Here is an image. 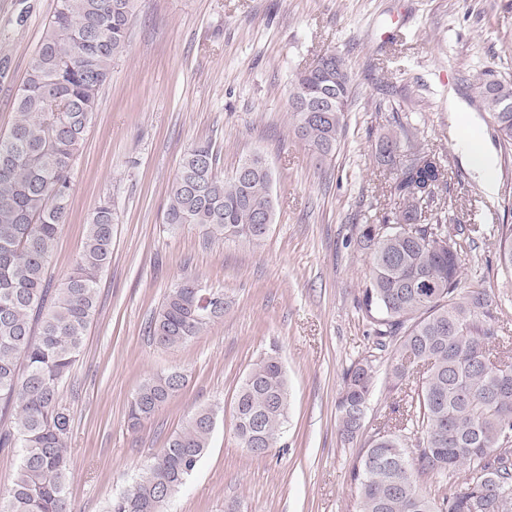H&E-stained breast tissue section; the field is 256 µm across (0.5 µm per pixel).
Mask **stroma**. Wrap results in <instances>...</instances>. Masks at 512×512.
I'll return each instance as SVG.
<instances>
[{
    "label": "stroma",
    "instance_id": "stroma-1",
    "mask_svg": "<svg viewBox=\"0 0 512 512\" xmlns=\"http://www.w3.org/2000/svg\"><path fill=\"white\" fill-rule=\"evenodd\" d=\"M54 6L0 0V133ZM324 53L345 58L355 88L340 147L321 162L290 134L288 97L296 73ZM488 67L512 79V0H136L128 48L112 64L75 163L69 220L49 268L60 285L90 211L111 198L112 263L74 382L61 390L72 415L76 512H107L140 464L201 407L217 410L216 429L169 512H357L352 468L405 397L386 360H375L363 426L343 439V374L373 352L359 309L369 263L355 239L360 224L391 205V174L374 158L387 108L411 115L452 173L454 215L478 227L463 253L462 286L486 291L498 311L500 355L512 363V274L497 264L492 231L512 224V151L495 142L468 84ZM452 99L461 111H449ZM466 128L495 157L493 194L457 149ZM206 140L224 173L252 153L271 169L276 218L261 244L164 224L181 158ZM187 276L223 289L224 316L186 345L159 347L147 327ZM273 348L288 378L289 420L281 445L255 457L236 438L234 399ZM173 367L185 371L186 385L130 430L139 384Z\"/></svg>",
    "mask_w": 512,
    "mask_h": 512
}]
</instances>
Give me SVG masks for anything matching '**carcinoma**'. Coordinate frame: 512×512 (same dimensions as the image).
<instances>
[{
	"mask_svg": "<svg viewBox=\"0 0 512 512\" xmlns=\"http://www.w3.org/2000/svg\"><path fill=\"white\" fill-rule=\"evenodd\" d=\"M134 0H56L14 101V121L0 135V451L20 464L0 491V512H74L67 493L71 426L60 389L81 354L97 307L102 272L112 261L114 212L103 199L90 213L83 247L50 291L54 243L67 224L72 171L97 110L112 62L128 46ZM352 74L330 53L296 74L289 100L326 110L314 120L290 107V132L321 161L338 149L350 111ZM494 137L512 146V80L486 68L471 82ZM380 163L395 168L390 195L398 210L358 228L370 259L360 308L375 350L398 346L394 386L413 384L406 410L377 432L353 470L358 512H512V375L486 372L483 352L499 345V317L487 293L461 292L465 227L433 213L436 189L451 188L448 169L427 150L421 131L397 113L378 142ZM273 176L253 154L231 175L218 170L208 142L190 147L171 183L164 223L200 224L215 238L259 244L251 229L261 212L275 217ZM498 261L512 273V224L496 227ZM224 316V289L184 279L169 290L149 333L164 347L183 346ZM373 360L352 365L337 401L341 435L362 428L373 387ZM172 368L146 378L129 404L135 429L185 386ZM236 437L276 444L288 423L290 393L277 350L265 353L235 395ZM216 413L192 412L166 447L149 458L108 512H166L210 447ZM463 485L431 496L428 475Z\"/></svg>",
	"mask_w": 512,
	"mask_h": 512,
	"instance_id": "obj_1",
	"label": "carcinoma"
}]
</instances>
